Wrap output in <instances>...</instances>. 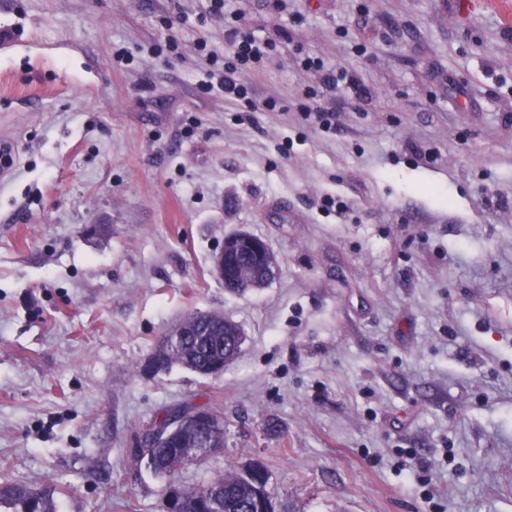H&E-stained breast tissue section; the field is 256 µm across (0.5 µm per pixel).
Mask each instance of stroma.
Returning a JSON list of instances; mask_svg holds the SVG:
<instances>
[{"mask_svg": "<svg viewBox=\"0 0 512 512\" xmlns=\"http://www.w3.org/2000/svg\"><path fill=\"white\" fill-rule=\"evenodd\" d=\"M208 5L0 0V475L162 512L139 426L208 404L224 452L184 485L259 459L276 512H512V0ZM229 26L277 45L247 120L202 87ZM242 231L278 272L233 294ZM194 312L237 359L146 372ZM235 239H243L246 241H250V246L252 250L256 253L259 259H261L262 264L271 263V265L275 264V258L271 251L269 250L267 244L262 239L250 235L248 233H239L230 238H226L224 240L223 249L214 257L213 260V269L216 275L220 278L224 279V288H227L231 291H245L248 288H253L255 286V281L258 277L262 275L259 269H256V276L254 279L249 281H244L241 278H234L231 276L229 271H225L226 266H234V253L231 249V243Z\"/></svg>", "mask_w": 512, "mask_h": 512, "instance_id": "obj_1", "label": "stroma"}]
</instances>
